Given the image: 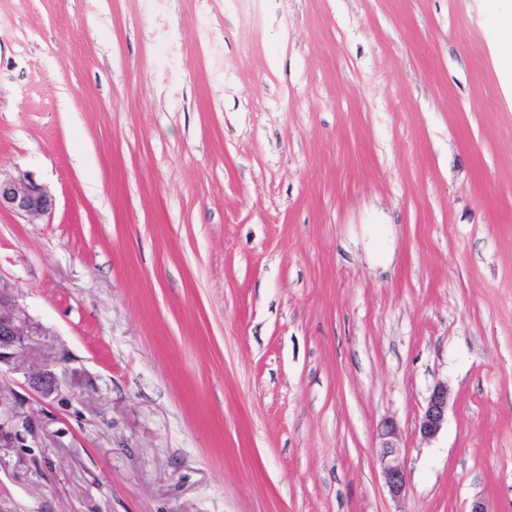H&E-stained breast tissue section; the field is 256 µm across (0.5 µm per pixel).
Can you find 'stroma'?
Returning a JSON list of instances; mask_svg holds the SVG:
<instances>
[{
	"label": "stroma",
	"instance_id": "stroma-1",
	"mask_svg": "<svg viewBox=\"0 0 512 512\" xmlns=\"http://www.w3.org/2000/svg\"><path fill=\"white\" fill-rule=\"evenodd\" d=\"M509 7L0 0V512H512ZM55 198L48 189L28 173L2 176L0 171V212L11 211L19 216L37 218L50 214ZM34 332L12 295L0 286V369L11 365L33 341ZM31 388L44 399H52L58 393V378L50 366H40L27 373ZM448 419V387L438 384L429 395L418 422L420 435L432 440L443 430ZM381 440L379 465L386 486L393 496H400L406 488V470L400 456L398 432L393 422H384L378 432Z\"/></svg>",
	"mask_w": 512,
	"mask_h": 512
}]
</instances>
